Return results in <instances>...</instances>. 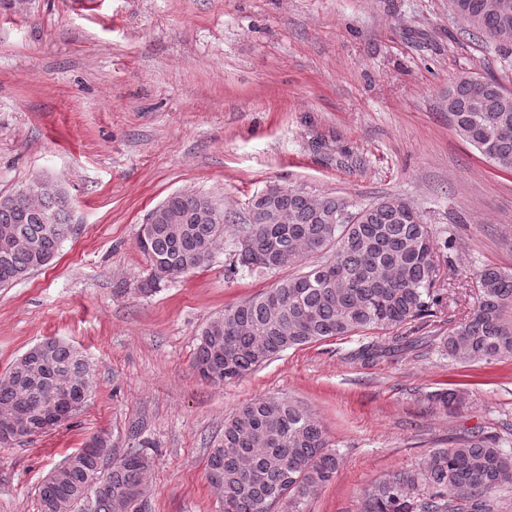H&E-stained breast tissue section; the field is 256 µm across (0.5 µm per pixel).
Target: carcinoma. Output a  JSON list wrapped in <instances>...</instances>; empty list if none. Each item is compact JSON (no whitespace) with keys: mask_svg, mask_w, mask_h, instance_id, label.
Wrapping results in <instances>:
<instances>
[{"mask_svg":"<svg viewBox=\"0 0 512 512\" xmlns=\"http://www.w3.org/2000/svg\"><path fill=\"white\" fill-rule=\"evenodd\" d=\"M472 36L488 38L494 52L512 63V9L496 12L485 0H449ZM448 115L455 131L479 153L493 147L489 162L512 173V92L495 78L459 76L448 87ZM35 193L0 196V236L11 231L27 247L0 252V286L46 267L70 227L67 193L48 178L30 183ZM275 208L288 219L271 224L254 211L238 227L230 272L265 274L305 256L321 261L249 299L224 309L201 331L193 360L201 378L224 384L245 377L280 353L307 344L401 328L443 305L433 256L455 241L437 238L418 213L398 198L360 208L340 196L316 199L300 190L279 192ZM161 217L136 246L150 267L144 291L157 289V268L194 271L210 257L204 249L224 234V212L210 197L170 196ZM472 312L448 323L440 348L461 364L512 360V270L486 265L476 274ZM39 352L17 358L0 380V416L35 414L52 393H91L88 367L73 344L56 337ZM67 466L39 490V512H80L100 467L77 449ZM341 464L318 420L302 406L265 397L246 403L224 424L206 471L224 512H300L302 501L328 484ZM151 457L112 458L109 485L94 496V512H114L118 496L136 497L147 512ZM512 487V452L495 438L471 433L436 448L422 464L384 474L364 489L361 512H493L489 494Z\"/></svg>","mask_w":512,"mask_h":512,"instance_id":"obj_1","label":"carcinoma"}]
</instances>
